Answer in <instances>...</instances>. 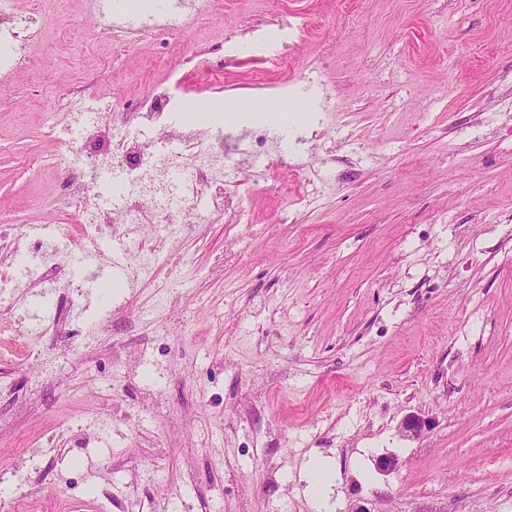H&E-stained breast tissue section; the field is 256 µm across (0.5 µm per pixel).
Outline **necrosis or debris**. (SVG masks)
<instances>
[{
	"mask_svg": "<svg viewBox=\"0 0 512 512\" xmlns=\"http://www.w3.org/2000/svg\"><path fill=\"white\" fill-rule=\"evenodd\" d=\"M10 2L0 0L1 101L15 96L13 76L34 65L32 45L44 31L33 15L11 12ZM179 105V95L167 88L120 112L110 98H100L98 116L106 120L112 135V150L106 154L90 146L93 126L81 90L59 94L57 110L63 121L51 115L44 119L65 147L60 165L66 180L54 198L57 213L75 216L84 245L96 244L106 226L116 237L132 238L134 246L127 256L137 276L151 270L158 241L177 239L203 221L200 195L210 193L214 211L223 212L226 178L258 154L275 156L281 167L299 166L325 130V113L317 110L287 151H277L273 135L257 124L246 130L237 148H225L224 134L215 127L205 148L191 152L186 148L190 133L176 128L171 119ZM141 125L155 127V136L126 144L124 129Z\"/></svg>",
	"mask_w": 512,
	"mask_h": 512,
	"instance_id": "1",
	"label": "necrosis or debris"
}]
</instances>
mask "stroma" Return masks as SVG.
Instances as JSON below:
<instances>
[{
  "mask_svg": "<svg viewBox=\"0 0 512 512\" xmlns=\"http://www.w3.org/2000/svg\"><path fill=\"white\" fill-rule=\"evenodd\" d=\"M20 95L0 104V214L27 253L81 226L51 211L62 145L41 131L58 90L114 106L180 85L199 136L248 119L227 98L326 104L310 160L260 157L224 213L133 273L103 229L117 294L57 285L0 296L13 397L0 416L9 512H512V0H194L116 51L61 0ZM264 89H256V80ZM182 290L158 304L172 283ZM429 425L402 435L405 415ZM396 456L397 470L379 462ZM331 469L323 502L311 467Z\"/></svg>",
  "mask_w": 512,
  "mask_h": 512,
  "instance_id": "1",
  "label": "stroma"
}]
</instances>
